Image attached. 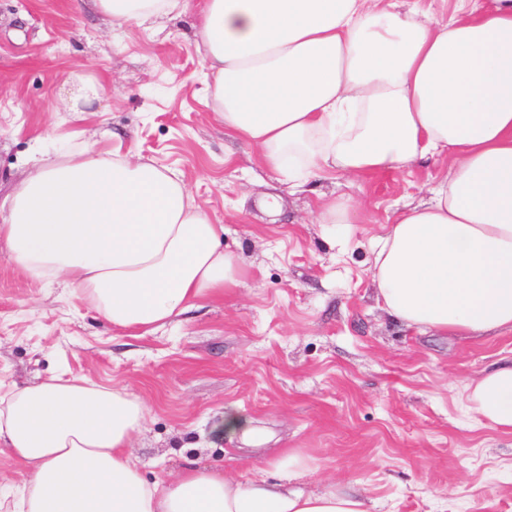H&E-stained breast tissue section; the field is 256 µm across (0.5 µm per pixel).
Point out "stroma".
Segmentation results:
<instances>
[{
  "instance_id": "stroma-1",
  "label": "stroma",
  "mask_w": 512,
  "mask_h": 512,
  "mask_svg": "<svg viewBox=\"0 0 512 512\" xmlns=\"http://www.w3.org/2000/svg\"><path fill=\"white\" fill-rule=\"evenodd\" d=\"M200 0L115 25L93 0H0V202L57 148L115 147L181 174L239 266L238 283L146 336L116 332L64 284L30 278L0 242V395L56 374L125 387L149 406L132 454L142 477L220 466L245 482L359 492L370 512H512V433L470 410L468 385L512 354V334L409 328L378 299L373 242L425 205L446 157L304 185L228 136L204 85ZM100 85L87 111L59 100ZM344 201L337 223L320 205ZM235 415L257 440L228 433Z\"/></svg>"
}]
</instances>
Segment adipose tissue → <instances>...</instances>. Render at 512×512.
Here are the masks:
<instances>
[{
  "label": "adipose tissue",
  "instance_id": "adipose-tissue-1",
  "mask_svg": "<svg viewBox=\"0 0 512 512\" xmlns=\"http://www.w3.org/2000/svg\"><path fill=\"white\" fill-rule=\"evenodd\" d=\"M123 23L184 0H96ZM206 88L227 134L296 181L353 178L448 155L429 202L377 242L373 277L410 327L512 333V0H457L447 22L368 0H202ZM0 224L15 265L80 292L143 336L235 283L223 225L183 179L118 151L35 160ZM471 411L512 432V356L470 386ZM147 415L126 390L53 376L0 396V446L26 471L13 512H369L220 468L146 482L130 451Z\"/></svg>",
  "mask_w": 512,
  "mask_h": 512
}]
</instances>
